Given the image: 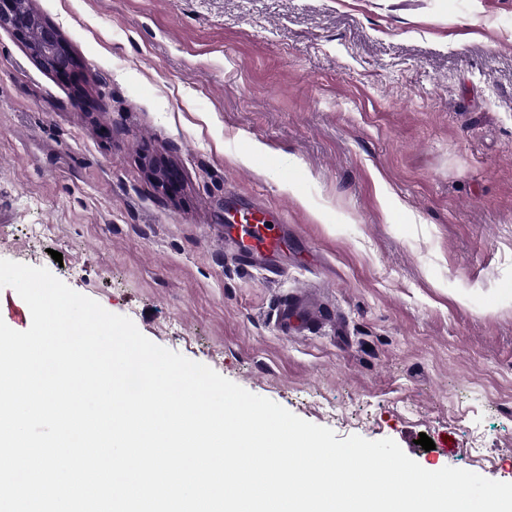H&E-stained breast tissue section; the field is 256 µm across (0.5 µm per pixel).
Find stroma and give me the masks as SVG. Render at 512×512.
<instances>
[{
	"label": "stroma",
	"mask_w": 512,
	"mask_h": 512,
	"mask_svg": "<svg viewBox=\"0 0 512 512\" xmlns=\"http://www.w3.org/2000/svg\"><path fill=\"white\" fill-rule=\"evenodd\" d=\"M28 6L84 96L0 27V259L337 439L512 483V0ZM232 203L286 226L277 275Z\"/></svg>",
	"instance_id": "obj_1"
}]
</instances>
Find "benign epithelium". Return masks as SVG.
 Returning <instances> with one entry per match:
<instances>
[{
  "mask_svg": "<svg viewBox=\"0 0 512 512\" xmlns=\"http://www.w3.org/2000/svg\"><path fill=\"white\" fill-rule=\"evenodd\" d=\"M16 0H0V27H9L15 36L29 48L33 59L43 69L66 81H73L79 71V63L70 52L59 31L40 23L37 43H32L24 22L15 14Z\"/></svg>",
  "mask_w": 512,
  "mask_h": 512,
  "instance_id": "1",
  "label": "benign epithelium"
}]
</instances>
